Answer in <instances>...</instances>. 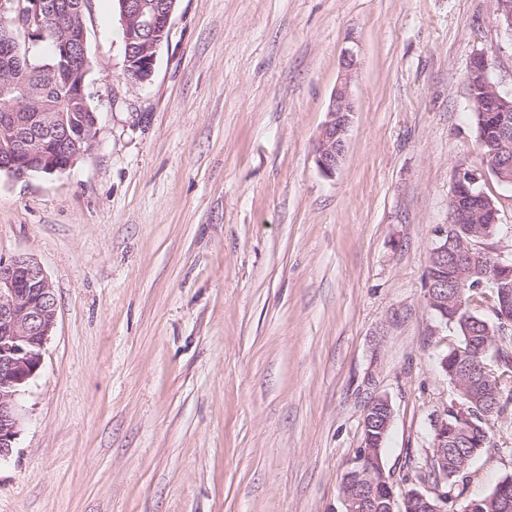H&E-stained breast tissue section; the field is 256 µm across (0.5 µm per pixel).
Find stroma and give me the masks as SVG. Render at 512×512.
<instances>
[{"mask_svg": "<svg viewBox=\"0 0 512 512\" xmlns=\"http://www.w3.org/2000/svg\"><path fill=\"white\" fill-rule=\"evenodd\" d=\"M96 146L70 171L0 174V255L35 259L57 324L20 396L0 512H341L371 402L387 475L417 482L457 400L462 338L425 271L458 167L500 203L480 248L512 259V188L489 171L466 71L512 90L493 0H178L143 84L114 0L85 9ZM353 49L356 111L315 144ZM447 512L512 476V404ZM341 68L343 81L332 93L326 120L322 124L315 145L316 163L321 173L333 177L341 166L346 152L355 103L350 91L352 74L357 69V56L352 50H345Z\"/></svg>", "mask_w": 512, "mask_h": 512, "instance_id": "stroma-1", "label": "stroma"}]
</instances>
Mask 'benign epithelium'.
<instances>
[{
	"label": "benign epithelium",
	"instance_id": "1",
	"mask_svg": "<svg viewBox=\"0 0 512 512\" xmlns=\"http://www.w3.org/2000/svg\"><path fill=\"white\" fill-rule=\"evenodd\" d=\"M86 0H0V17H11L25 36L26 42L43 40L46 25L55 20L62 27V36L55 43L50 62L40 66L44 74L67 71L65 100L86 99V77L92 62L87 54V29L84 21ZM176 0H120V23L126 59V74L134 83L151 79L157 51L170 33ZM498 21L512 34V0H495ZM341 68L344 73L332 93L326 120L322 124L315 145L316 163L321 173L333 177L341 166L346 152L355 103L350 91L352 74L357 69V56L351 50L343 53ZM467 87L480 85L485 90L481 100L470 98L481 112H512V92L503 93L490 80L489 66L484 55H474L466 73ZM23 84L3 83L0 98L6 99L9 109L0 113V172L21 181L35 174L64 173L92 150L96 142L98 119L94 112H86L78 129H58L47 135L33 134L24 128L17 117L18 102L26 97ZM508 118H503L498 139L503 164L496 169L503 182L512 180L509 170L512 161L504 155V142L508 139ZM478 185L475 173L460 168L449 208L457 223H465L474 214L468 186ZM439 244L433 249L436 263L448 262V249L454 243L452 229L439 231ZM480 253L472 243L463 252L454 253L456 278L452 283L440 282L427 287L426 302L432 311L442 313L448 308V298L457 297L468 288L475 276L496 284L512 279V264L499 262L490 271H481L473 263ZM57 321V302L54 289L41 266L31 257L0 256V460L12 453L19 433L22 416L19 396L37 376L42 364V352L52 336ZM454 420L441 416L434 421L431 436L433 454L430 467L438 468L448 457V441L460 430L469 429L470 410L453 403ZM393 421V408L388 398H376L367 409L362 422V442L349 460L342 476V512H373L378 507L374 499L375 486L388 481L373 443L389 433ZM412 499L425 512H445V494L436 490L423 492L416 487L404 491V499ZM397 500L390 496L379 506L385 512H396Z\"/></svg>",
	"mask_w": 512,
	"mask_h": 512
}]
</instances>
